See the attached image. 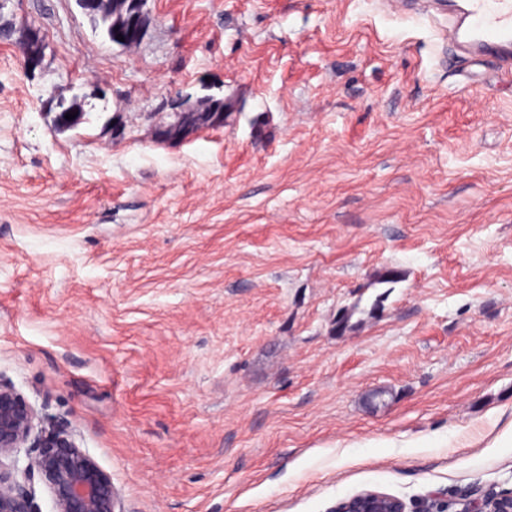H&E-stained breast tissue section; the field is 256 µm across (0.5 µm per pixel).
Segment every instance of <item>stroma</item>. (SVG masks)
Listing matches in <instances>:
<instances>
[{
	"label": "stroma",
	"mask_w": 512,
	"mask_h": 512,
	"mask_svg": "<svg viewBox=\"0 0 512 512\" xmlns=\"http://www.w3.org/2000/svg\"><path fill=\"white\" fill-rule=\"evenodd\" d=\"M456 9L146 0L128 47L75 0L0 12L46 43L0 40V379L125 512L512 488V75ZM176 94L233 115L160 141Z\"/></svg>",
	"instance_id": "obj_1"
}]
</instances>
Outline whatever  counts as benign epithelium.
<instances>
[{"mask_svg": "<svg viewBox=\"0 0 512 512\" xmlns=\"http://www.w3.org/2000/svg\"><path fill=\"white\" fill-rule=\"evenodd\" d=\"M129 11L137 44L145 36L143 3ZM35 408L11 384L0 381V512H41L34 478L50 490L53 512H125L112 476L77 444L67 426L37 429ZM331 512H407L398 497L363 491ZM457 512H512V489L475 491Z\"/></svg>", "mask_w": 512, "mask_h": 512, "instance_id": "obj_1", "label": "benign epithelium"}]
</instances>
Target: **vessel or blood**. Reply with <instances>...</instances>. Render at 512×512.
Instances as JSON below:
<instances>
[{
  "mask_svg": "<svg viewBox=\"0 0 512 512\" xmlns=\"http://www.w3.org/2000/svg\"><path fill=\"white\" fill-rule=\"evenodd\" d=\"M446 39L467 55L492 57L512 74V0H462Z\"/></svg>",
  "mask_w": 512,
  "mask_h": 512,
  "instance_id": "1",
  "label": "vessel or blood"
}]
</instances>
